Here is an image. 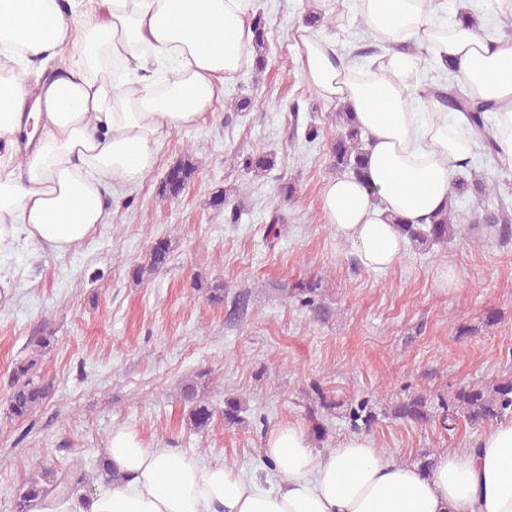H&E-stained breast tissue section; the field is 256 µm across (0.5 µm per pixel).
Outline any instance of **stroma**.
Here are the masks:
<instances>
[{"instance_id":"1","label":"stroma","mask_w":512,"mask_h":512,"mask_svg":"<svg viewBox=\"0 0 512 512\" xmlns=\"http://www.w3.org/2000/svg\"><path fill=\"white\" fill-rule=\"evenodd\" d=\"M258 5L270 41L263 71L248 66L226 81L223 101L175 132L142 182L117 190L111 223L63 255L24 241L0 254V281L11 287L0 300V512H15V489L43 467L79 464L97 473L117 424L150 443L256 474L271 428L307 425L315 383L336 402L315 448L335 447L351 434L349 406L369 397L378 412L370 430L378 448L415 464L425 453L467 447L479 432L464 422L445 430L434 421L397 420L396 403L512 379V243L465 224L451 242L406 248L394 268L374 273L323 222L320 192L336 171L326 137L308 143L303 135L312 124L329 127L336 106L308 84L299 28L309 10L335 17L334 28L317 33L350 55L360 29L355 0ZM233 97L249 98V108L230 107ZM259 151L275 153V168L262 177L244 173L239 158ZM189 152L193 179L178 198L161 199L165 173ZM287 181L296 192L270 244L268 213ZM229 187L242 211L236 224L210 204ZM160 238L171 243L168 265L150 281H133L131 269ZM448 265L462 279L458 289L436 284ZM310 276L319 279L329 309L323 321L285 297L287 287ZM197 279L223 283V303H210L194 288ZM241 292L248 311L236 320L232 303ZM462 325L468 335H458ZM37 334L51 338L37 370L54 390L19 420L8 410L10 377ZM202 371L209 378L200 396L216 414L199 432L188 421L183 388ZM231 396L245 410L242 423L228 428L221 411Z\"/></svg>"}]
</instances>
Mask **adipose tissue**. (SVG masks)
<instances>
[{
	"label": "adipose tissue",
	"mask_w": 512,
	"mask_h": 512,
	"mask_svg": "<svg viewBox=\"0 0 512 512\" xmlns=\"http://www.w3.org/2000/svg\"><path fill=\"white\" fill-rule=\"evenodd\" d=\"M0 0V252L19 241L65 253L109 221L114 189L141 182L173 132L197 124L250 61L256 0ZM444 0H357L388 45L374 64L342 62L302 32L299 60L324 101L349 104L371 147L365 182L328 180L319 210L361 264L382 272L406 246L391 216L424 224L443 209L460 164L478 144L463 113L437 101L413 107L407 76L419 64L457 62L463 89L504 104L498 159L512 166V40L463 22L443 24ZM70 49L39 91L27 71ZM106 457L118 482L50 496L30 512H512V419L423 469L352 434L315 448L301 425L273 427L262 482L179 448L112 428Z\"/></svg>",
	"instance_id": "obj_1"
}]
</instances>
